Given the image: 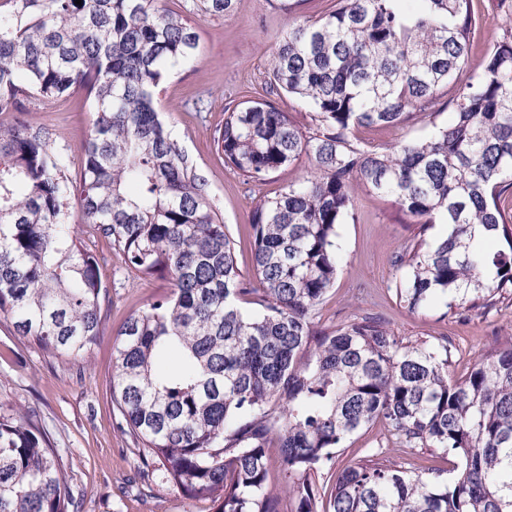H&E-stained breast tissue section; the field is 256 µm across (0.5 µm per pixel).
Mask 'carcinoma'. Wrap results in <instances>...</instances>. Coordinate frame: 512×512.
Listing matches in <instances>:
<instances>
[{
  "label": "carcinoma",
  "mask_w": 512,
  "mask_h": 512,
  "mask_svg": "<svg viewBox=\"0 0 512 512\" xmlns=\"http://www.w3.org/2000/svg\"><path fill=\"white\" fill-rule=\"evenodd\" d=\"M14 2L0 16V114L12 113L0 123V318L43 350L85 359L107 295L86 234L108 240L127 273L171 279L113 346L112 400L146 472L160 465L214 512H282L285 500L288 512H512V336L454 380L445 336L409 340L367 314L313 329L360 185L416 218L395 261L409 313L443 300L450 316L486 315L512 298V218L499 205L512 188V14L477 76L472 0H419L415 12L336 0L288 22L270 92L307 101L315 132L261 101L227 108L215 137L255 183L303 155L314 162L260 200L246 280L207 180L156 108L159 85L198 49L190 18L154 0ZM234 2L192 0L189 12L220 16ZM444 84L447 124L387 148L357 139L428 115ZM74 91L93 112L76 181L24 105ZM436 224L447 231L431 237ZM377 421L385 440L330 473L336 449ZM391 447L408 459L389 460ZM423 450L453 457L450 477L416 473L409 458ZM78 497L45 432L0 411V512H79Z\"/></svg>",
  "instance_id": "carcinoma-1"
}]
</instances>
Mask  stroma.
Returning <instances> with one entry per match:
<instances>
[{
	"label": "stroma",
	"instance_id": "obj_1",
	"mask_svg": "<svg viewBox=\"0 0 512 512\" xmlns=\"http://www.w3.org/2000/svg\"><path fill=\"white\" fill-rule=\"evenodd\" d=\"M472 3L477 24L468 65L479 73L492 36L505 13L512 11V0ZM328 6V0H302L290 12L284 0H236L231 12L198 21L194 60L166 81L158 98L171 135L207 179L232 235L238 267L247 276L253 273L250 224L261 197L301 180L314 165L304 156L257 184L225 164L214 135L224 123L228 104L266 99L271 54L289 20L315 19ZM453 93L449 85L438 89L434 118L417 116L400 125L362 128L357 137L374 147L425 137L447 123V102ZM29 109L35 121L50 129L53 147L69 159L71 173H78L93 119L85 95L33 103ZM354 205V219L339 227L341 264L333 288L317 310L315 327L337 325L366 312L380 316L402 336L448 337L458 348L453 367L457 378L499 339L512 336V304L486 316L451 318L441 303L408 313L395 295L399 274L394 261L416 230L414 220L392 198L361 186L355 189ZM89 245L100 259L108 288L102 336L88 358L72 361L43 351L0 323V409L36 416L81 493L80 512H213L211 502L186 498L172 485H142L137 443L120 429L121 417L112 401L118 328L147 302L168 294L172 283L129 276L108 240L94 238Z\"/></svg>",
	"mask_w": 512,
	"mask_h": 512
}]
</instances>
